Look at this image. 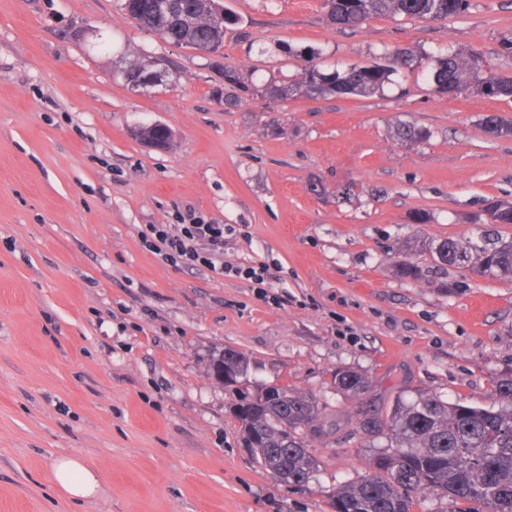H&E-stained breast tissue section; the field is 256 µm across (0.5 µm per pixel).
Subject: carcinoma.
I'll use <instances>...</instances> for the list:
<instances>
[{
    "label": "carcinoma",
    "mask_w": 512,
    "mask_h": 512,
    "mask_svg": "<svg viewBox=\"0 0 512 512\" xmlns=\"http://www.w3.org/2000/svg\"><path fill=\"white\" fill-rule=\"evenodd\" d=\"M214 0H172L168 11L153 7L152 0H131L126 8L139 16V27L161 38L200 51L223 44L224 33L236 23L229 13L218 21ZM328 19L338 28L355 27L386 15L416 21L445 20L464 15L470 0H324ZM411 50H396L382 61L352 66L343 72L306 68L299 79L271 84L265 93L286 97L372 95L383 89L399 70L421 63ZM485 68L483 58L466 49L450 50L435 57L431 78L435 91L460 96L477 93L490 98L512 99V76ZM232 104V90L241 83L236 70L224 67ZM491 135L512 137V121L499 115L483 118ZM399 138L422 143L430 129L405 124ZM488 224H512V202L495 200L485 210ZM435 266L468 269L488 277L512 276V240L443 239L425 245ZM231 368L222 382L235 397L233 414L240 424L241 439L252 460L280 481L294 486L309 482L317 460L309 449L310 435L321 431L324 415L315 397L277 384L252 382L249 360L241 352L222 349L208 356V373L216 365ZM336 391L358 399L369 388L358 370L341 368L333 378ZM498 405L489 408L452 403L423 391L411 400L399 394L386 413L360 422L363 433L387 439L386 447L371 458V473L336 489L332 512H412L416 498L433 495L446 502L444 512H512V376L495 385Z\"/></svg>",
    "instance_id": "cac0c4a2"
}]
</instances>
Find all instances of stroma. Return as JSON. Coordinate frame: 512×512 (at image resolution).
<instances>
[{
	"mask_svg": "<svg viewBox=\"0 0 512 512\" xmlns=\"http://www.w3.org/2000/svg\"><path fill=\"white\" fill-rule=\"evenodd\" d=\"M223 4L239 22L206 55L141 30L123 0H0V512H331L386 444L358 429L360 413L419 390L487 407L512 374V278L431 267L416 245L481 233L488 201H512V138L482 125L512 119V101L436 93L427 62L367 97L264 92L311 65L341 72L401 48H470L512 75L500 48L512 0L345 31L322 0ZM91 30L111 53L80 39ZM157 59L163 82L125 81ZM227 65L243 83L233 106ZM153 122L173 130L171 149L131 136ZM404 123L433 136L402 141ZM189 211L235 226L225 260L269 266L281 304L142 247L143 225ZM405 262L424 275L399 277ZM225 347L249 358L251 378L324 409L307 485L242 447L232 395L207 373ZM346 367L369 381L360 399L334 388ZM63 455L101 471L96 499L59 494Z\"/></svg>",
	"mask_w": 512,
	"mask_h": 512,
	"instance_id": "stroma-1",
	"label": "stroma"
}]
</instances>
